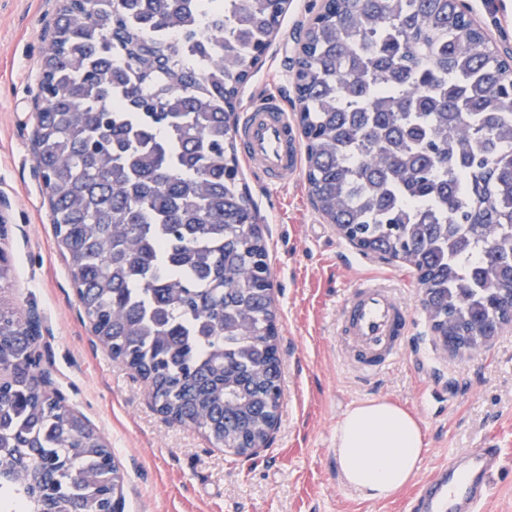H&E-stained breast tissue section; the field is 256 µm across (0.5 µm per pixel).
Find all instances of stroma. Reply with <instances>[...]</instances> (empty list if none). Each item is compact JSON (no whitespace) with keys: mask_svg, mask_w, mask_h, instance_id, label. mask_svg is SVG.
I'll return each instance as SVG.
<instances>
[{"mask_svg":"<svg viewBox=\"0 0 512 512\" xmlns=\"http://www.w3.org/2000/svg\"><path fill=\"white\" fill-rule=\"evenodd\" d=\"M465 2L490 45L512 46V0ZM321 3L288 0L241 103L272 94L296 113L297 37ZM57 8L58 0H0V247L14 268L10 300L42 314L43 367L112 450L125 512H407L414 486L388 501L357 500L339 476L336 430L345 412L382 398L412 413L424 432L417 479L456 450L500 448L502 469L483 512H512V328L479 357L444 352L421 307L416 272L350 245L315 208L302 173L276 187L244 174L259 208L277 307L282 397L271 442L253 457H238L154 409L142 379L93 336L35 174L32 102ZM365 276L389 278L412 323L408 347L371 378L347 365L336 335L342 294Z\"/></svg>","mask_w":512,"mask_h":512,"instance_id":"obj_1","label":"stroma"}]
</instances>
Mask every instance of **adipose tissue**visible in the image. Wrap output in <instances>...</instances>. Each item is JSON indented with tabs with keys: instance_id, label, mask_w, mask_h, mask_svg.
Here are the masks:
<instances>
[{
	"instance_id": "ef3b65f1",
	"label": "adipose tissue",
	"mask_w": 512,
	"mask_h": 512,
	"mask_svg": "<svg viewBox=\"0 0 512 512\" xmlns=\"http://www.w3.org/2000/svg\"><path fill=\"white\" fill-rule=\"evenodd\" d=\"M425 447L422 428L408 410L385 399L360 403L336 431L342 483L353 497L389 499L411 483Z\"/></svg>"
}]
</instances>
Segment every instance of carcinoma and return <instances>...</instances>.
<instances>
[{
  "label": "carcinoma",
  "mask_w": 512,
  "mask_h": 512,
  "mask_svg": "<svg viewBox=\"0 0 512 512\" xmlns=\"http://www.w3.org/2000/svg\"><path fill=\"white\" fill-rule=\"evenodd\" d=\"M287 0H61L35 162L81 308L171 423L226 452L280 402L258 210L240 183V89ZM308 192L348 241L418 273L450 341L512 314V66L460 0H323L294 72ZM0 512H108L112 448L43 388L2 293Z\"/></svg>",
  "instance_id": "cac0c4a2"
}]
</instances>
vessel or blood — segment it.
<instances>
[{
  "label": "vessel or blood",
  "instance_id": "1",
  "mask_svg": "<svg viewBox=\"0 0 512 512\" xmlns=\"http://www.w3.org/2000/svg\"><path fill=\"white\" fill-rule=\"evenodd\" d=\"M242 157L264 181L284 183L301 165V145L290 115L273 97L251 102L237 121ZM410 319L395 289L375 277L347 289L337 311L336 334L351 367L371 376L402 353ZM502 467L497 448H465L438 463L422 482L410 512H482Z\"/></svg>",
  "mask_w": 512,
  "mask_h": 512
}]
</instances>
